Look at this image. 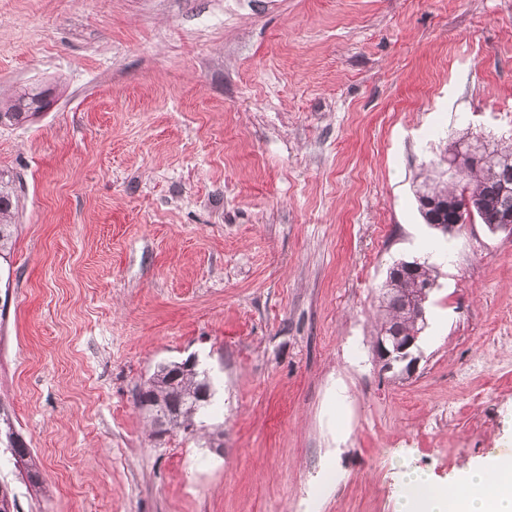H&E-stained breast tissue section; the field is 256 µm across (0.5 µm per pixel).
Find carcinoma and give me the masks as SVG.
<instances>
[{
    "label": "carcinoma",
    "instance_id": "carcinoma-1",
    "mask_svg": "<svg viewBox=\"0 0 512 512\" xmlns=\"http://www.w3.org/2000/svg\"><path fill=\"white\" fill-rule=\"evenodd\" d=\"M41 101L42 93H28L15 99L7 108L0 107V124L5 121L19 122L36 114ZM463 163L466 169L459 180L426 181L422 191L440 198L450 194L469 196L473 202L481 205L477 217L483 224L492 223L502 212H512V163L488 166L470 164L466 159ZM11 207L12 194L0 184V253L6 251L12 238L7 220ZM430 284H436L435 270L425 262L421 263L417 277L392 281L387 290L385 306L381 309V318L376 324V333L393 329L415 333L421 330L422 321L418 319V312L425 310L431 293L428 288ZM207 384V377L200 376L196 370L181 374L174 384L169 383L164 375L158 379L151 394L167 410L179 414L177 429L186 436H193L205 428L201 416L205 414L208 404L196 402V395L198 389Z\"/></svg>",
    "mask_w": 512,
    "mask_h": 512
}]
</instances>
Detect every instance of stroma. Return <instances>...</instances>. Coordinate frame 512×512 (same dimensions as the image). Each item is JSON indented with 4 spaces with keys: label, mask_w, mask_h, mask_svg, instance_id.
<instances>
[{
    "label": "stroma",
    "mask_w": 512,
    "mask_h": 512,
    "mask_svg": "<svg viewBox=\"0 0 512 512\" xmlns=\"http://www.w3.org/2000/svg\"><path fill=\"white\" fill-rule=\"evenodd\" d=\"M11 512H396L512 456V236L426 224L448 144L512 137V0H0ZM428 261L415 371L379 289ZM195 357L207 433L135 405ZM42 92L24 94L14 100L6 110H3L0 103V124L5 121L19 122L27 117L36 114L41 106ZM29 114V115H28ZM12 207V194L8 191L7 186L0 184V257L2 252L6 251L9 242H11L12 233L11 225L7 220V215ZM147 391H148L147 386L141 387L140 394L138 393V397H137V406L139 407V409H141L144 412L149 413V415L151 416L153 426H154L155 436L156 437L162 436V435L168 433V431H170V429H169L170 425L174 424V422L176 420L175 419L170 420L168 415H164L161 412H157V409L155 407V403L153 402V400L149 399L146 396Z\"/></svg>",
    "instance_id": "stroma-1"
}]
</instances>
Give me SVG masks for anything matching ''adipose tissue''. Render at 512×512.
I'll use <instances>...</instances> for the list:
<instances>
[{
    "label": "adipose tissue",
    "mask_w": 512,
    "mask_h": 512,
    "mask_svg": "<svg viewBox=\"0 0 512 512\" xmlns=\"http://www.w3.org/2000/svg\"><path fill=\"white\" fill-rule=\"evenodd\" d=\"M398 512H512V458L468 465L448 483L435 482L424 471H406Z\"/></svg>",
    "instance_id": "ef3b65f1"
}]
</instances>
